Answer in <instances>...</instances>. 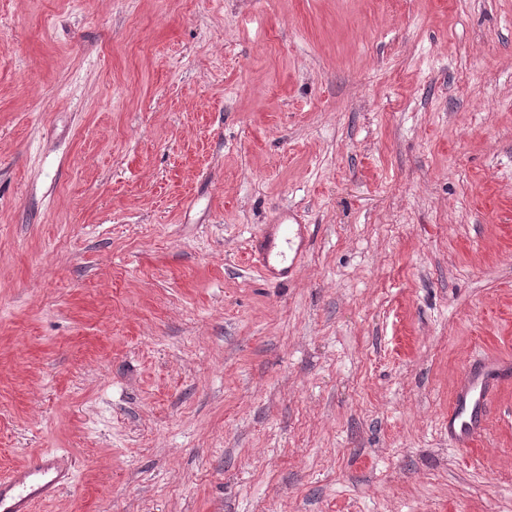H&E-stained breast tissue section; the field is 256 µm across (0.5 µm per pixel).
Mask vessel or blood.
I'll use <instances>...</instances> for the list:
<instances>
[{
    "mask_svg": "<svg viewBox=\"0 0 512 512\" xmlns=\"http://www.w3.org/2000/svg\"><path fill=\"white\" fill-rule=\"evenodd\" d=\"M282 212L275 223L266 225L250 243V253L266 279L288 278L293 271L288 261V246L282 241V228L292 220ZM512 378V361L491 358L480 370L466 374L448 408V436L469 446L483 431L487 407L496 397L495 388ZM72 473L61 459L50 453H34L10 476L0 479V512H33L35 503L51 498L67 487Z\"/></svg>",
    "mask_w": 512,
    "mask_h": 512,
    "instance_id": "1",
    "label": "vessel or blood"
}]
</instances>
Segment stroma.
<instances>
[{
  "mask_svg": "<svg viewBox=\"0 0 512 512\" xmlns=\"http://www.w3.org/2000/svg\"><path fill=\"white\" fill-rule=\"evenodd\" d=\"M291 210L287 283L252 235ZM512 0H0V476L35 512H512ZM510 359L491 358L480 370L468 373L448 407V437L468 447L483 431L487 407L495 399L497 384L511 377ZM72 480L70 468L51 453H34L6 479H0L1 512H33Z\"/></svg>",
  "mask_w": 512,
  "mask_h": 512,
  "instance_id": "1",
  "label": "stroma"
}]
</instances>
